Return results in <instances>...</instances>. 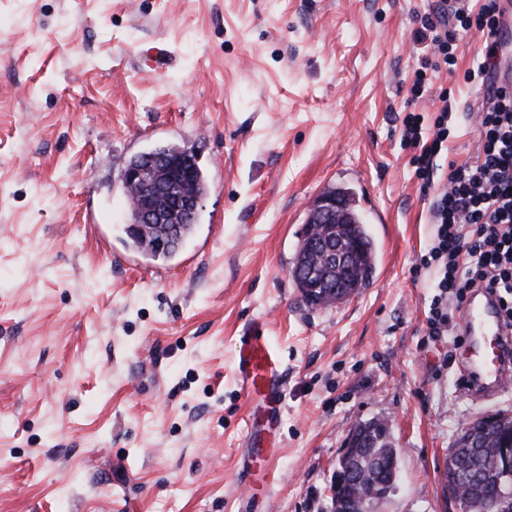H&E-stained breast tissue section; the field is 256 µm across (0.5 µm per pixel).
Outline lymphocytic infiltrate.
Listing matches in <instances>:
<instances>
[{"label": "lymphocytic infiltrate", "instance_id": "f902f5d3", "mask_svg": "<svg viewBox=\"0 0 512 512\" xmlns=\"http://www.w3.org/2000/svg\"><path fill=\"white\" fill-rule=\"evenodd\" d=\"M436 0L421 15L413 42L423 51L409 102L437 92L440 106L433 118L410 111L403 119L402 139L415 153L412 164L428 191L438 172V157L448 152V137L459 121L450 90H434L431 75L456 63V41L464 35L484 39L482 56L465 78L483 91L477 111L480 151L474 162H449L442 188L431 210L434 234L420 265L432 269L437 290L427 318L429 335L448 331V302H464L468 293L486 290L498 297L505 323L512 327V85L500 71V0Z\"/></svg>", "mask_w": 512, "mask_h": 512}]
</instances>
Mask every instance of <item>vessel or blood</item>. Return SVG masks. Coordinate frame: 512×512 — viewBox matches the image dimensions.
<instances>
[{
    "label": "vessel or blood",
    "mask_w": 512,
    "mask_h": 512,
    "mask_svg": "<svg viewBox=\"0 0 512 512\" xmlns=\"http://www.w3.org/2000/svg\"><path fill=\"white\" fill-rule=\"evenodd\" d=\"M459 332L480 387H501L512 376V328L505 325L496 298H470L460 315ZM235 378L246 396H262L271 415H278L284 394L280 357L258 330H247L238 340ZM245 463L248 470L261 471L264 478L275 474L273 449L251 445Z\"/></svg>",
    "instance_id": "1"
}]
</instances>
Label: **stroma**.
<instances>
[{
    "mask_svg": "<svg viewBox=\"0 0 512 512\" xmlns=\"http://www.w3.org/2000/svg\"><path fill=\"white\" fill-rule=\"evenodd\" d=\"M433 0H0V512H329L348 431L386 423L396 488L374 512H460L457 433L512 413V381L467 396L462 347L432 336L434 226L402 141ZM461 37L434 74L475 161ZM195 149L209 190L173 259L128 245L123 173ZM351 188L376 246L369 286L308 309L289 275L308 211ZM281 355L278 480L246 479L234 352Z\"/></svg>",
    "mask_w": 512,
    "mask_h": 512,
    "instance_id": "1",
    "label": "stroma"
}]
</instances>
